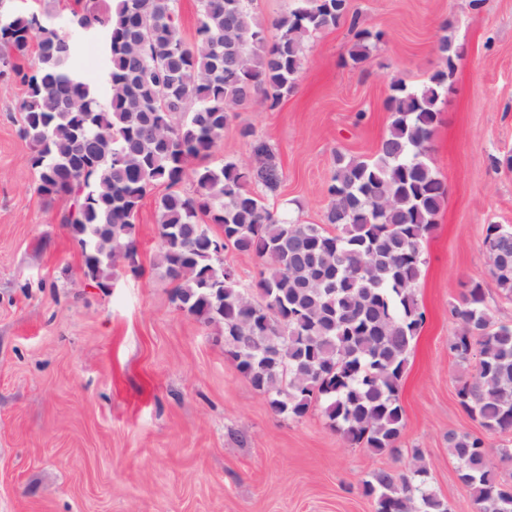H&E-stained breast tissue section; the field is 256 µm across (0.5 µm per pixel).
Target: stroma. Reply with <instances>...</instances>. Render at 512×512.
<instances>
[{
  "label": "stroma",
  "mask_w": 512,
  "mask_h": 512,
  "mask_svg": "<svg viewBox=\"0 0 512 512\" xmlns=\"http://www.w3.org/2000/svg\"><path fill=\"white\" fill-rule=\"evenodd\" d=\"M49 9L78 43L74 69L108 98L103 32H74L79 0H16ZM384 37L361 64L348 23L305 42L293 92L274 109H236L209 164L250 160L242 129L269 141L284 180L271 203L305 224L326 221L336 153L371 159L391 114L393 80L416 87L439 69L435 46L462 50L430 163L448 199L423 246L416 297L426 320L401 384L399 454L348 444L320 409L274 414L226 356L220 329L171 300L155 264L156 187L136 217L141 276L117 263L111 288L87 286L82 256L57 213L67 198L37 192L20 137L23 86L0 78V512H373L358 492L381 468L400 470L422 449L450 512H473L444 437L480 432L512 448V433L482 432L458 405L462 369L448 355V305L482 283L494 319L512 325L484 247L491 224L512 227V0H350Z\"/></svg>",
  "instance_id": "stroma-1"
}]
</instances>
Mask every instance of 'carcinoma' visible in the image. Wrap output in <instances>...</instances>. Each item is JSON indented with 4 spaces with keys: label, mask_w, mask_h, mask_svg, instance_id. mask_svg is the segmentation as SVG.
Segmentation results:
<instances>
[{
    "label": "carcinoma",
    "mask_w": 512,
    "mask_h": 512,
    "mask_svg": "<svg viewBox=\"0 0 512 512\" xmlns=\"http://www.w3.org/2000/svg\"><path fill=\"white\" fill-rule=\"evenodd\" d=\"M347 2L298 0L275 20L270 41L248 0H198L189 44L176 0H82L71 25L105 34L111 95L102 100L73 69L76 42L46 21L49 11L20 12L7 0L0 75L25 87L20 134L31 146L37 191L48 202L68 198L57 220L79 247L88 281L104 286L119 259L139 273L136 216L147 194L165 186L157 265L174 284L177 307L221 329L225 353L274 413L301 418L320 405L350 444L395 453L401 380L425 321L415 296L423 242L448 198L428 162L429 142L458 47L441 37L442 67L426 82L391 83L392 120L374 159L336 153L327 228L270 209L283 171L250 129L242 131L250 163H203L235 108L258 95L274 108L293 90L309 35L349 17V57L368 58L382 32L360 27ZM219 241L261 260L256 294L239 288L234 267L211 247ZM484 241L494 249L491 276L512 297V228L490 224ZM448 312L457 323L448 353L474 368L459 382V405L483 429L512 432V325L494 322L478 282ZM445 440L481 512H512V483L500 472L512 453L470 432L450 431ZM413 457L408 468L378 470L363 482L373 512H449L429 485L423 453Z\"/></svg>",
    "instance_id": "carcinoma-1"
}]
</instances>
